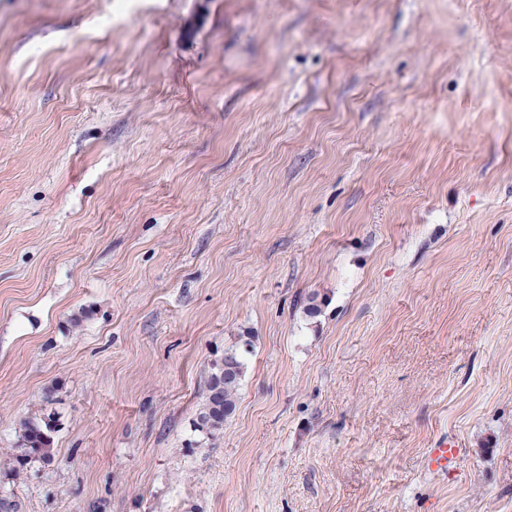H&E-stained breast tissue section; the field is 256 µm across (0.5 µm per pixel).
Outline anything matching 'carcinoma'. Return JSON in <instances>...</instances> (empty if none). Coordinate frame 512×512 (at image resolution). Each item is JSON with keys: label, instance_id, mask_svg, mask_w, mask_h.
I'll use <instances>...</instances> for the list:
<instances>
[{"label": "carcinoma", "instance_id": "obj_1", "mask_svg": "<svg viewBox=\"0 0 512 512\" xmlns=\"http://www.w3.org/2000/svg\"><path fill=\"white\" fill-rule=\"evenodd\" d=\"M244 369V362L237 352H224L222 362L214 366L208 379L197 428L209 434L224 430V423L236 410L237 392ZM52 432L54 427L49 420L40 424L26 420L21 424V454L16 458L15 475H21L28 460L33 457L46 463L52 460Z\"/></svg>", "mask_w": 512, "mask_h": 512}]
</instances>
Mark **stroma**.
<instances>
[{"label":"stroma","instance_id":"obj_1","mask_svg":"<svg viewBox=\"0 0 512 512\" xmlns=\"http://www.w3.org/2000/svg\"><path fill=\"white\" fill-rule=\"evenodd\" d=\"M120 2L0 0V512H512V0ZM230 361L236 376H224V363ZM245 369L242 358L236 351L227 350L221 363L212 369L207 382L205 400L198 415L196 427L209 434L224 430V423L236 410L237 392ZM54 427L51 419L45 420L42 424L32 420H25L21 424V453L16 458L17 466L14 469L15 475L19 477L30 458H39L43 462H50L53 458V437ZM462 455V445L456 439L442 437L433 444L432 448H428L425 455V466L428 470L437 471L451 480Z\"/></svg>","mask_w":512,"mask_h":512}]
</instances>
